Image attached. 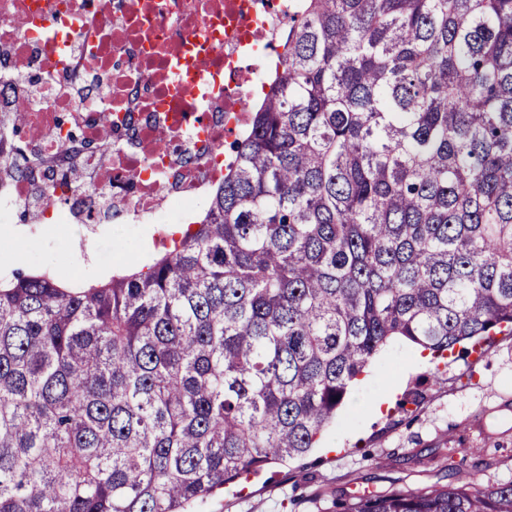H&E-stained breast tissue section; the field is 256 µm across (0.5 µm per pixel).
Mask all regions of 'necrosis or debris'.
Masks as SVG:
<instances>
[{
	"label": "necrosis or debris",
	"mask_w": 512,
	"mask_h": 512,
	"mask_svg": "<svg viewBox=\"0 0 512 512\" xmlns=\"http://www.w3.org/2000/svg\"><path fill=\"white\" fill-rule=\"evenodd\" d=\"M297 0H0V113L39 160L0 179V223L183 224L224 178V140L244 129L262 63ZM110 97L20 101L11 64ZM95 173L77 190L70 169Z\"/></svg>",
	"instance_id": "4bbe7bcc"
}]
</instances>
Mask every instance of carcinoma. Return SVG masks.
<instances>
[{
	"label": "carcinoma",
	"mask_w": 512,
	"mask_h": 512,
	"mask_svg": "<svg viewBox=\"0 0 512 512\" xmlns=\"http://www.w3.org/2000/svg\"><path fill=\"white\" fill-rule=\"evenodd\" d=\"M149 263L0 279V512H189L301 458L395 338L512 330V0H298ZM342 512H512L457 475Z\"/></svg>",
	"instance_id": "obj_1"
}]
</instances>
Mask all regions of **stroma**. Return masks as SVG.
<instances>
[{
  "label": "stroma",
  "mask_w": 512,
  "mask_h": 512,
  "mask_svg": "<svg viewBox=\"0 0 512 512\" xmlns=\"http://www.w3.org/2000/svg\"><path fill=\"white\" fill-rule=\"evenodd\" d=\"M11 230L20 247L9 264L47 268L92 284L124 261L164 251L156 224H57L38 234ZM492 487L512 479V336L483 354L435 366L402 339L389 342L361 375L316 450L194 507V512H336L341 502L446 483L456 469Z\"/></svg>",
  "instance_id": "35a3bbf8"
}]
</instances>
